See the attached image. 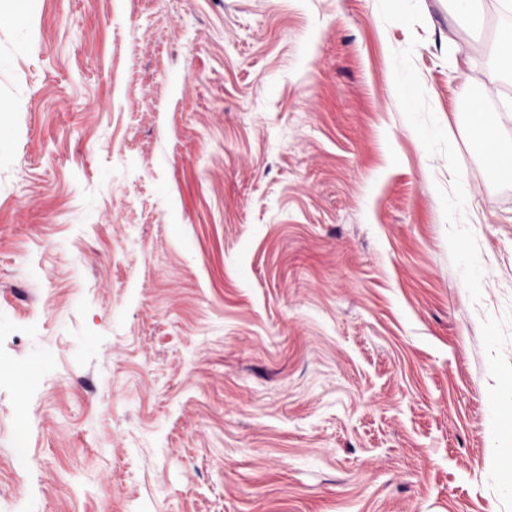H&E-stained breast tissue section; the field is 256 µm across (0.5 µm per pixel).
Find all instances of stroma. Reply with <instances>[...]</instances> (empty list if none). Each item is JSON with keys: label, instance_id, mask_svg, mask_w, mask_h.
<instances>
[{"label": "stroma", "instance_id": "1", "mask_svg": "<svg viewBox=\"0 0 512 512\" xmlns=\"http://www.w3.org/2000/svg\"><path fill=\"white\" fill-rule=\"evenodd\" d=\"M449 7L0 0V512H512V72Z\"/></svg>", "mask_w": 512, "mask_h": 512}]
</instances>
